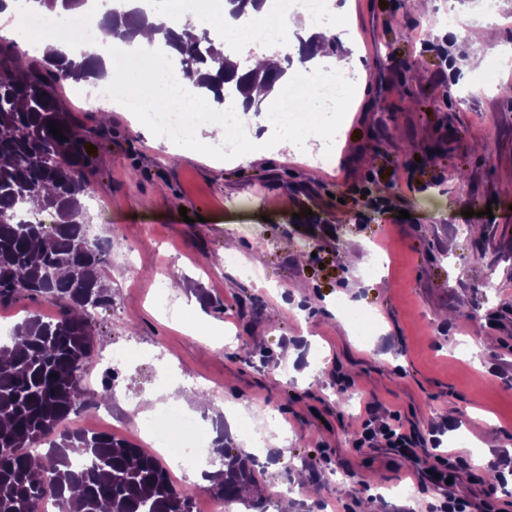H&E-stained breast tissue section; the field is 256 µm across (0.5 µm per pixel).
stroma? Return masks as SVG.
Returning <instances> with one entry per match:
<instances>
[{
	"mask_svg": "<svg viewBox=\"0 0 512 512\" xmlns=\"http://www.w3.org/2000/svg\"><path fill=\"white\" fill-rule=\"evenodd\" d=\"M500 5L506 18L490 45L473 0H462L453 30L441 21L448 0L427 15L415 0H348L345 51L362 78L326 167L308 151L247 164L210 150L174 158L136 114L96 109L75 82H61L81 125L110 120L92 150L88 201L90 236L112 242V306L94 318L96 352L135 353L115 378L94 363L88 388L111 381L120 409L139 411L117 425L85 405L69 428L146 445L142 418L173 387L212 398L199 415L211 432L237 407L243 425L224 435L234 454L253 426L276 418L255 468L265 512H276L298 472L317 496L298 500L297 512H405L437 499L425 474L451 454L469 463L457 494L512 512V476L491 488L484 470L496 455L512 458V62L502 61L512 0ZM420 19L427 39L466 60L447 86L437 83L441 57L413 38ZM439 197L441 219L431 210ZM299 199L311 217L295 219ZM228 239L239 266L217 260ZM168 278L183 285L169 297L176 319L157 303ZM340 299L375 315L368 340L340 316ZM200 325L222 332V345L193 336ZM474 335L495 342L477 353ZM370 403L403 432L436 431L438 447L411 459L354 447ZM475 413L483 428L472 427ZM161 462L193 512H209L216 495L195 481V467Z\"/></svg>",
	"mask_w": 512,
	"mask_h": 512,
	"instance_id": "stroma-1",
	"label": "stroma"
}]
</instances>
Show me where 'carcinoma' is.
<instances>
[{
  "mask_svg": "<svg viewBox=\"0 0 512 512\" xmlns=\"http://www.w3.org/2000/svg\"><path fill=\"white\" fill-rule=\"evenodd\" d=\"M259 2L265 0H224V8L239 18ZM147 21L142 9L113 11L98 27L106 39L129 42ZM154 28L184 72L200 74V94L218 107L230 85L258 112L263 100L250 97L251 86L271 91L287 74L286 67L238 73L239 63L207 27L186 42L163 22ZM96 60L92 53L66 68L47 57L26 63L16 45H0V306L43 296L61 307L57 318L25 317L12 331L23 341L0 345V512H36L43 498L57 512H193L154 455L111 434L64 426L80 406L93 362V311L112 304L106 251L86 233L95 134L81 131L57 91L62 80L98 75ZM51 122L66 139L49 132ZM34 201V213L51 215V223L19 218ZM214 447L221 458L215 487L228 500L243 498L254 480L253 458L231 454L222 433Z\"/></svg>",
  "mask_w": 512,
  "mask_h": 512,
  "instance_id": "1",
  "label": "carcinoma"
}]
</instances>
